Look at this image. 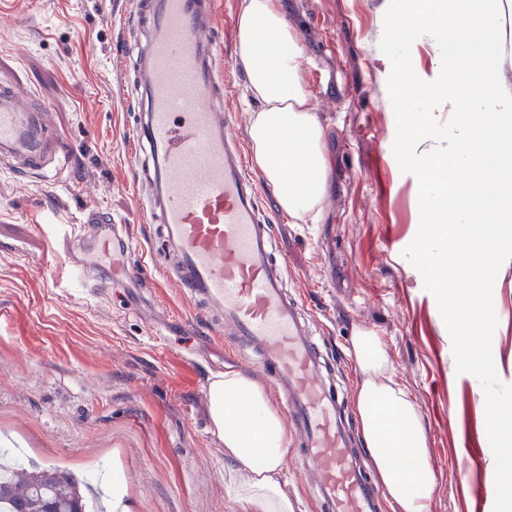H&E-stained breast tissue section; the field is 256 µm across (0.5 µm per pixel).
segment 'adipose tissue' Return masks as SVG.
<instances>
[{
  "instance_id": "adipose-tissue-1",
  "label": "adipose tissue",
  "mask_w": 512,
  "mask_h": 512,
  "mask_svg": "<svg viewBox=\"0 0 512 512\" xmlns=\"http://www.w3.org/2000/svg\"><path fill=\"white\" fill-rule=\"evenodd\" d=\"M236 64L258 103L250 128L251 160L297 218H315L326 194L328 165L323 129L302 75L303 49L294 38L281 0H243L236 18ZM292 178H284V171ZM351 354L362 375L355 408L363 443L391 502L401 512H426L436 486L420 416L391 373L389 357L372 331H359ZM213 432L225 457L246 474L237 486L243 512H294L280 482L288 455L281 415L254 380L224 372L207 388Z\"/></svg>"
}]
</instances>
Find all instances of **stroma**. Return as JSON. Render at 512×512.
I'll return each instance as SVG.
<instances>
[{
    "mask_svg": "<svg viewBox=\"0 0 512 512\" xmlns=\"http://www.w3.org/2000/svg\"><path fill=\"white\" fill-rule=\"evenodd\" d=\"M242 0H218L224 44L218 68L241 137L256 106L234 63ZM304 50L305 81L324 130L328 183L318 220L278 212L276 258L302 298L333 367L354 395L350 354L358 330L379 336L395 381L424 425L437 485L428 512H493L484 477L493 454L471 461L465 420L484 404L479 380L457 374L452 340L434 296L404 257L420 222L418 180L393 153L396 120L380 48L385 0H282ZM131 0H0L16 22L0 28V74L35 93L68 140L67 179L48 184L0 163V445L95 479L121 471L128 512H239L237 476L213 433L207 386L232 371L266 385L256 361L207 329L161 262L116 287L106 269L84 281L52 257L62 225L88 202L124 221L134 247L150 229L133 183L130 93L121 50ZM492 341L500 381L512 385V259L493 288Z\"/></svg>",
    "mask_w": 512,
    "mask_h": 512,
    "instance_id": "obj_1",
    "label": "stroma"
}]
</instances>
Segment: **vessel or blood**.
<instances>
[{
  "label": "vessel or blood",
  "instance_id": "obj_1",
  "mask_svg": "<svg viewBox=\"0 0 512 512\" xmlns=\"http://www.w3.org/2000/svg\"><path fill=\"white\" fill-rule=\"evenodd\" d=\"M217 0H133L128 42L137 93L135 181L144 219L167 249L165 268L184 299L204 308L209 327L258 359L278 394L303 462L309 490L323 512H382L353 440L344 428L345 396L326 380L324 351L305 307L285 289L274 258L275 215L259 205L240 134L224 104ZM36 100L19 104L0 80V157L20 173L62 181L69 145L46 139ZM95 254L111 259L113 281L140 278L144 264L114 256L123 227L86 205Z\"/></svg>",
  "mask_w": 512,
  "mask_h": 512
}]
</instances>
